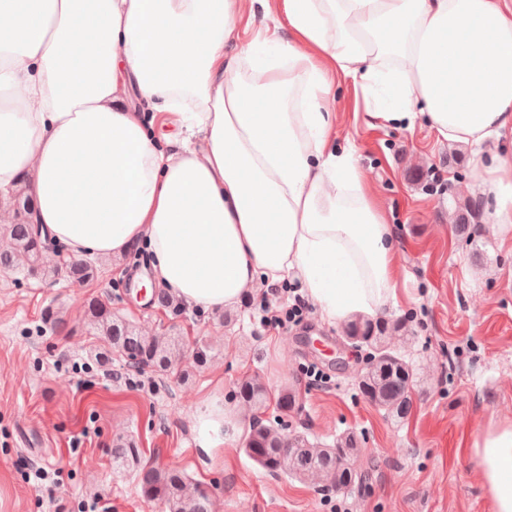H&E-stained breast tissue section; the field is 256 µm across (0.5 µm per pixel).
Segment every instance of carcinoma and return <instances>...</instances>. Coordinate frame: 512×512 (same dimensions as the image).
Returning <instances> with one entry per match:
<instances>
[{
  "label": "carcinoma",
  "instance_id": "carcinoma-1",
  "mask_svg": "<svg viewBox=\"0 0 512 512\" xmlns=\"http://www.w3.org/2000/svg\"><path fill=\"white\" fill-rule=\"evenodd\" d=\"M8 204L13 221L0 225L1 270L42 278L62 274L78 283L94 278L97 268L86 261L48 260L47 238L31 224L33 199L23 189H17ZM85 316L90 331L102 341L94 350V359L101 364L111 363L112 356L117 355L132 367L168 373L179 368L186 358L181 337L146 335L133 324L112 317V311L98 299L87 302ZM404 330L398 321L355 318L345 324L343 331L344 337L355 338L372 350L370 361L359 376L362 393L388 416L399 420L407 415L414 378L412 365L391 347L393 335ZM238 394L251 409L261 408L270 399L267 387L257 377L244 380ZM243 451L264 470L309 481L321 491L345 490L362 476L361 448L350 434L327 445L313 442L302 433L286 434L278 427L256 421L245 436ZM112 464L117 469L137 471L144 497L163 501L169 512H211L207 487L173 461L161 467L143 465L140 450L132 440L112 449Z\"/></svg>",
  "mask_w": 512,
  "mask_h": 512
}]
</instances>
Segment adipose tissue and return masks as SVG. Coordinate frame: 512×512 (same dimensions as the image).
Returning a JSON list of instances; mask_svg holds the SVG:
<instances>
[{
  "label": "adipose tissue",
  "instance_id": "ef3b65f1",
  "mask_svg": "<svg viewBox=\"0 0 512 512\" xmlns=\"http://www.w3.org/2000/svg\"><path fill=\"white\" fill-rule=\"evenodd\" d=\"M294 42L227 55L237 0H0V197L75 256L139 243L152 280L221 310L300 278L321 319L379 316L396 243L327 69L377 92L370 122L469 145L490 230H512V0H283ZM512 512V427L473 442Z\"/></svg>",
  "mask_w": 512,
  "mask_h": 512
}]
</instances>
